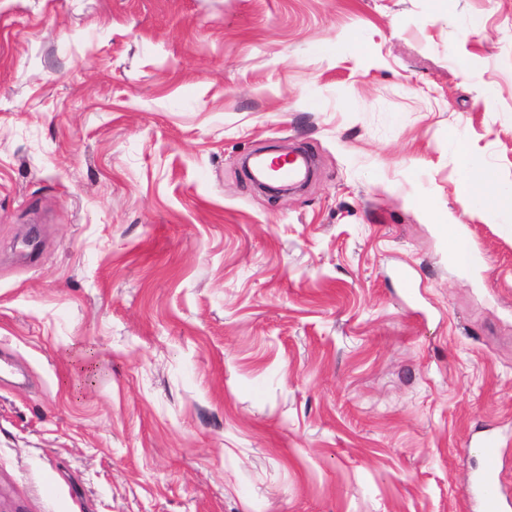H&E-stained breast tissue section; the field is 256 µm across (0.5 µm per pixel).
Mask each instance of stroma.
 <instances>
[{
  "mask_svg": "<svg viewBox=\"0 0 512 512\" xmlns=\"http://www.w3.org/2000/svg\"><path fill=\"white\" fill-rule=\"evenodd\" d=\"M273 146L307 185L252 183ZM3 359L0 512H465L512 439V0H0ZM450 260L463 271L472 269L478 262L468 241L459 231L454 233V241L449 251ZM465 455L475 462L463 490L467 511L510 512L512 494L506 493L501 480L505 455L500 439L487 433L465 448Z\"/></svg>",
  "mask_w": 512,
  "mask_h": 512,
  "instance_id": "obj_1",
  "label": "stroma"
}]
</instances>
